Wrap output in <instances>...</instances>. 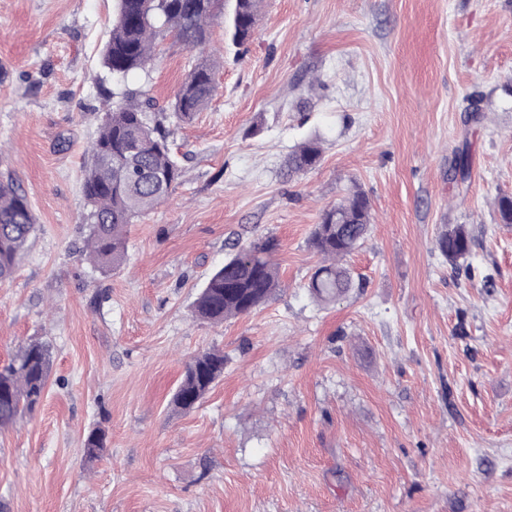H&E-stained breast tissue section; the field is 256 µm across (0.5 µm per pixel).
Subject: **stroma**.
I'll return each mask as SVG.
<instances>
[{
	"instance_id": "stroma-1",
	"label": "stroma",
	"mask_w": 512,
	"mask_h": 512,
	"mask_svg": "<svg viewBox=\"0 0 512 512\" xmlns=\"http://www.w3.org/2000/svg\"><path fill=\"white\" fill-rule=\"evenodd\" d=\"M113 10L0 0V178L36 224L0 281V367L32 341L50 353L42 403L0 430V512H512V0H263L241 46L215 23L218 94L171 126L184 178L104 272L81 255L82 180ZM197 58L166 38L125 85L168 112ZM314 139L317 166L286 176ZM356 191L355 286L324 306L311 235ZM455 224L463 270L436 247ZM265 237L281 292L196 320L207 275ZM209 349L223 377L173 409Z\"/></svg>"
}]
</instances>
